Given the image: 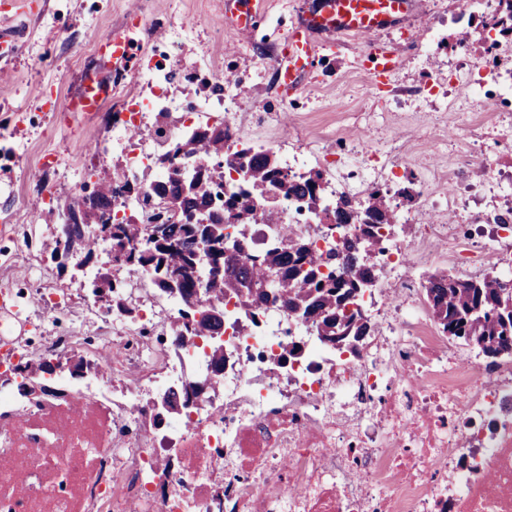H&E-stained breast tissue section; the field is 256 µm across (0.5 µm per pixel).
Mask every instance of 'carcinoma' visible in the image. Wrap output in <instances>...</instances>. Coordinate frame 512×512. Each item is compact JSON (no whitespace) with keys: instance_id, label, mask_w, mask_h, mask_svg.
I'll return each mask as SVG.
<instances>
[{"instance_id":"obj_1","label":"carcinoma","mask_w":512,"mask_h":512,"mask_svg":"<svg viewBox=\"0 0 512 512\" xmlns=\"http://www.w3.org/2000/svg\"><path fill=\"white\" fill-rule=\"evenodd\" d=\"M498 12L483 27L492 26L502 34H512V0H499ZM229 136L222 125L206 126L187 138L174 140L158 159L166 177L145 186L129 179L122 166L112 172H93V184H84L82 193L55 208L45 211L47 219L64 225V243L50 244V257L89 261L99 241L112 242V259L117 262L112 273H102L95 280L96 291L109 297L108 307L132 312L128 307L130 284L120 276L126 267L139 266L153 270V285L162 292H178L195 301L183 312L179 331L189 336H213L224 327V311L218 305L224 299L230 282L249 281L264 285L237 303L251 321L263 313L268 292L277 294L288 312L311 322L319 336H339L341 340L360 341L371 336L375 328L359 312L346 305L364 283L378 277L372 257L380 252V230L396 224L390 190L373 191L362 205L347 197L336 200V206L325 211L326 223L360 225L366 240L350 236L326 255L313 254L308 241L296 232L294 225H281L279 240L260 253L261 260H251L241 250L233 261L224 259V225L253 214L256 204L269 199L276 191L293 196L307 206L316 205L323 182L322 172L285 177L272 153L240 151L245 159L244 188L228 199L229 208L216 209L213 198L224 187V170L210 166L203 177L187 178L177 162H210L225 157ZM148 200L164 201V208L154 215L155 223L142 224L132 214L112 223V207L130 193ZM204 212L208 224H195L192 216ZM221 258L224 272L208 274L200 281L197 272L198 250ZM336 266L344 277L323 275L319 267ZM431 315L449 336L461 339L488 356H494L512 343V288H505L502 279L487 273L479 280H462L448 272L436 271L423 284Z\"/></svg>"}]
</instances>
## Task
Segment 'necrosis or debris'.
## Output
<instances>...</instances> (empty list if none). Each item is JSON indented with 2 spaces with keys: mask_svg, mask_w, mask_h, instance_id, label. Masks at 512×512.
<instances>
[{
  "mask_svg": "<svg viewBox=\"0 0 512 512\" xmlns=\"http://www.w3.org/2000/svg\"><path fill=\"white\" fill-rule=\"evenodd\" d=\"M136 81L151 95L124 102L105 145L144 183L163 180L155 159L170 140L205 123L223 124L231 151H279L246 139L232 77L223 98L198 92L188 111L166 93L164 75L148 68ZM155 111L176 116L165 134L129 138ZM279 153L291 174L326 166L324 207L340 196L361 201L388 176L370 148L350 152L349 164L341 146ZM277 209L278 220L252 219L248 251L262 252L286 222L319 254L356 230L307 223L292 199L278 198ZM506 233L508 210L480 239L459 224H423L414 244L389 241L381 280L358 301L377 331L356 350L279 311L250 323L229 297L221 334L181 339L185 299L157 291L141 268L128 272L137 316L81 303L75 316L94 322L93 334L49 331L32 348L21 333L46 328L58 308L53 289H40L31 315L0 293V512H512V353L460 359L411 273L439 237L466 254L468 269L510 279ZM76 354L87 363L81 375L46 374V391L19 392V365ZM171 392L189 393L183 415L168 414Z\"/></svg>",
  "mask_w": 512,
  "mask_h": 512,
  "instance_id": "obj_1",
  "label": "necrosis or debris"
}]
</instances>
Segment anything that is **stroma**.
Returning <instances> with one entry per match:
<instances>
[{
    "instance_id": "obj_1",
    "label": "stroma",
    "mask_w": 512,
    "mask_h": 512,
    "mask_svg": "<svg viewBox=\"0 0 512 512\" xmlns=\"http://www.w3.org/2000/svg\"><path fill=\"white\" fill-rule=\"evenodd\" d=\"M235 2L0 0V29L15 34L14 42L0 44V264L12 269L7 287L58 289L56 323L66 324L68 311L85 297L83 277L59 273L39 250L33 263L16 261L5 227L40 223L42 207L78 193L84 172L112 164L95 148L112 130L119 100L136 93V85L113 88L96 112L62 109L84 76L113 79L116 67L98 47L105 33L128 38V75L149 66L170 71L168 90L175 96L192 95L195 78L231 75L236 108L247 113L246 129L255 138L322 152L339 143L368 145L378 157L394 155L408 172L428 177L435 195L457 186L479 196L480 204L469 208L473 226L489 212L475 155L490 144L512 150V107L495 112L477 97L467 107L443 110L428 96L432 87L453 96L462 86V58L454 47L467 25L459 20L458 0H415L413 28L381 32V41L399 55L386 90L372 84L361 39L346 36L335 49L319 51L304 87L292 95L277 82L275 60L314 0H253L261 21L247 34L229 23ZM136 18L141 28L133 27ZM436 25L444 26L446 42L431 48L428 32ZM435 139L443 143L437 152L427 148ZM394 202L416 217L398 225L400 238H414L422 224L460 221L419 197Z\"/></svg>"
}]
</instances>
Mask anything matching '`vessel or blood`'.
<instances>
[{
	"instance_id": "b4317fda",
	"label": "vessel or blood",
	"mask_w": 512,
	"mask_h": 512,
	"mask_svg": "<svg viewBox=\"0 0 512 512\" xmlns=\"http://www.w3.org/2000/svg\"><path fill=\"white\" fill-rule=\"evenodd\" d=\"M412 5L413 0H323L322 8L305 14L288 38L278 61V77L283 86L292 93L299 91L319 47L336 46L346 35L362 40L366 54L376 59L379 74L391 72L397 59L377 35L391 23L404 19ZM109 92V87L86 79L81 90L64 103L63 109L67 112L97 110Z\"/></svg>"
}]
</instances>
